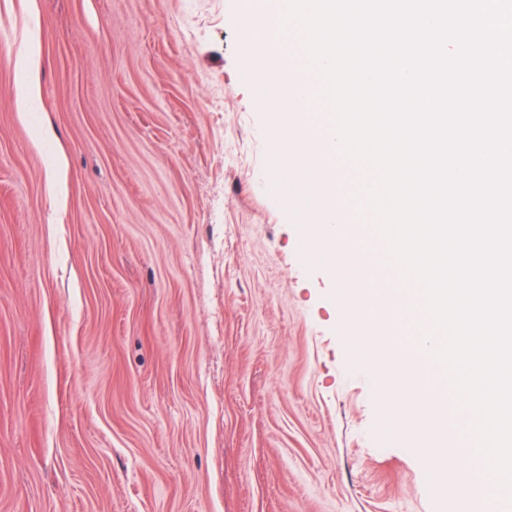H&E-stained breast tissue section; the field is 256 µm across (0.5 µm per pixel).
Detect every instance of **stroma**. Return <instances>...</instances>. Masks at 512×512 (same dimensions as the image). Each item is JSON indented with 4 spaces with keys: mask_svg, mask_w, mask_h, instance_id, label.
<instances>
[{
    "mask_svg": "<svg viewBox=\"0 0 512 512\" xmlns=\"http://www.w3.org/2000/svg\"><path fill=\"white\" fill-rule=\"evenodd\" d=\"M250 2L0 0V512H467L299 248Z\"/></svg>",
    "mask_w": 512,
    "mask_h": 512,
    "instance_id": "35a3bbf8",
    "label": "stroma"
}]
</instances>
